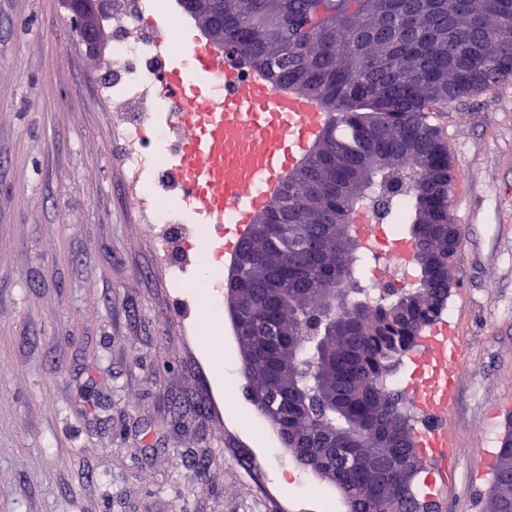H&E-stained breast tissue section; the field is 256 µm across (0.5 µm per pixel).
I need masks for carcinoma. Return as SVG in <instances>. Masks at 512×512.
Here are the masks:
<instances>
[{"mask_svg": "<svg viewBox=\"0 0 512 512\" xmlns=\"http://www.w3.org/2000/svg\"><path fill=\"white\" fill-rule=\"evenodd\" d=\"M224 42L261 61L288 86L310 89L333 105L319 143L336 159L342 196L322 188L320 160L289 175L295 187L256 217L288 214V246L259 238V263L243 272L250 292L276 286L281 295L251 365L263 394L261 409L272 428L313 439L336 433V450L317 453L344 498L359 512H424L416 480L424 467L415 445L407 396L390 376L440 316L454 277L460 246L449 198L454 164L438 113L512 79V0H224ZM402 195V223L411 239L424 237L414 286L388 292L373 306L359 282V244L336 239L324 250L336 266L321 272L305 265L302 252L319 229L321 212L352 232L355 215L375 207L389 216ZM305 275L333 288L300 291L291 282ZM414 456L399 494L370 460ZM492 484L482 512H512V435L495 453Z\"/></svg>", "mask_w": 512, "mask_h": 512, "instance_id": "carcinoma-1", "label": "carcinoma"}]
</instances>
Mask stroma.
<instances>
[{"mask_svg": "<svg viewBox=\"0 0 512 512\" xmlns=\"http://www.w3.org/2000/svg\"><path fill=\"white\" fill-rule=\"evenodd\" d=\"M112 42L87 49L63 0H0V512H347L298 466L246 390L225 311L224 366L195 335L194 267L127 187L123 118L103 92ZM462 177L448 295L466 346L450 422L462 453L439 512H481L476 448L512 415V80L439 117ZM251 465H243V458Z\"/></svg>", "mask_w": 512, "mask_h": 512, "instance_id": "obj_1", "label": "stroma"}]
</instances>
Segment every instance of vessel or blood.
Here are the masks:
<instances>
[{"mask_svg": "<svg viewBox=\"0 0 512 512\" xmlns=\"http://www.w3.org/2000/svg\"><path fill=\"white\" fill-rule=\"evenodd\" d=\"M188 56V66L166 68L158 81L161 94L176 103L170 118L178 201L217 225L224 252L233 257L313 147L326 114L312 99L274 89L261 72H238L209 45L190 46ZM464 359L455 326L445 323L421 336L413 354L419 374L412 402L426 420L420 446L434 472L432 499L455 476L447 421Z\"/></svg>", "mask_w": 512, "mask_h": 512, "instance_id": "obj_1", "label": "vessel or blood"}]
</instances>
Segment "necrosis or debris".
<instances>
[{
	"label": "necrosis or debris",
	"mask_w": 512,
	"mask_h": 512,
	"mask_svg": "<svg viewBox=\"0 0 512 512\" xmlns=\"http://www.w3.org/2000/svg\"><path fill=\"white\" fill-rule=\"evenodd\" d=\"M112 28V58L119 66L112 78V108L128 115L123 134L127 141L126 163L134 176V194L153 200L156 223L180 221L186 240L203 243V250L195 254L199 274L196 286L202 290L219 287L218 263L223 252L216 245L218 237L214 225L194 223L176 199L161 191V184L170 171L169 125L163 114L170 111L171 105L156 90L160 63L153 48L155 40L144 21L141 0H114ZM390 207L395 222H385L373 209L365 218L377 240L364 253L359 277L376 302L391 285L407 281L411 262L410 257L398 255L391 247L392 237L399 233L397 220L406 209L405 198L394 199Z\"/></svg>",
	"instance_id": "4bbe7bcc"
}]
</instances>
